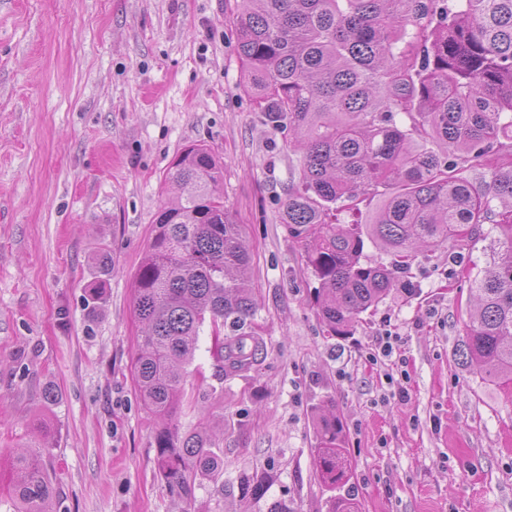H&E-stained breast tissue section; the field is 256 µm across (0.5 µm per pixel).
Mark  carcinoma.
Instances as JSON below:
<instances>
[{
  "mask_svg": "<svg viewBox=\"0 0 512 512\" xmlns=\"http://www.w3.org/2000/svg\"><path fill=\"white\" fill-rule=\"evenodd\" d=\"M236 2L243 86L302 150L281 219L320 283L329 334L349 335L408 277L414 254L446 246L452 257L487 238L489 223L492 269L473 279L479 308L456 353L512 382V160L498 155L512 141V0ZM400 113L410 127L397 126ZM474 169L488 179L474 183ZM167 179L180 193L157 213L135 278L133 373L158 421L159 473L189 499L199 479L224 487V460L208 435L180 432L177 406L192 401L179 368L206 323L226 374L250 369L263 338L244 225L224 209L219 160L193 145ZM338 203L365 204L368 221L333 223ZM367 240L389 264L364 254ZM317 438L316 472L334 490L350 477L339 419L320 418ZM13 493L20 512H54L57 490L27 453L15 459Z\"/></svg>",
  "mask_w": 512,
  "mask_h": 512,
  "instance_id": "1",
  "label": "carcinoma"
}]
</instances>
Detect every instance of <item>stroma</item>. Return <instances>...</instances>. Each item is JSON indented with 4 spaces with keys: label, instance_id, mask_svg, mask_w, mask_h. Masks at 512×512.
Segmentation results:
<instances>
[{
    "label": "stroma",
    "instance_id": "35a3bbf8",
    "mask_svg": "<svg viewBox=\"0 0 512 512\" xmlns=\"http://www.w3.org/2000/svg\"><path fill=\"white\" fill-rule=\"evenodd\" d=\"M236 0H0V512L13 464L37 453L56 512H327L316 422L343 423L359 512H512V384L455 355L477 308L448 252L418 254L416 290L351 335H328L316 278L281 219L300 153L245 91ZM204 144L224 207L245 227L264 348L224 374L201 330L182 370L224 485L172 493L131 366L133 285L166 175ZM108 251L98 311L86 302ZM394 335L392 358L379 356ZM53 388L56 400L45 404Z\"/></svg>",
    "mask_w": 512,
    "mask_h": 512
}]
</instances>
